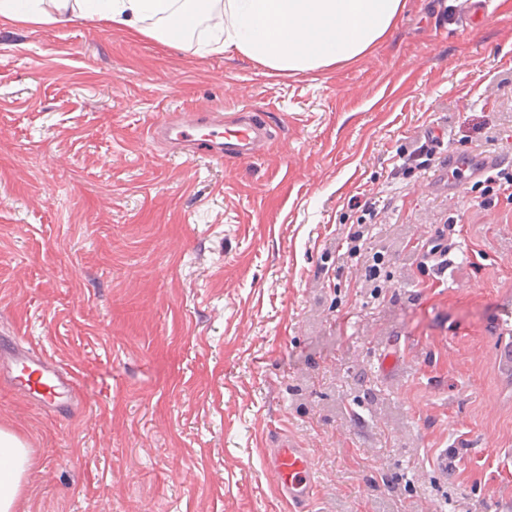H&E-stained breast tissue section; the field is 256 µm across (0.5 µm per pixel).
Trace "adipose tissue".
I'll list each match as a JSON object with an SVG mask.
<instances>
[{"label": "adipose tissue", "mask_w": 512, "mask_h": 512, "mask_svg": "<svg viewBox=\"0 0 512 512\" xmlns=\"http://www.w3.org/2000/svg\"><path fill=\"white\" fill-rule=\"evenodd\" d=\"M223 20L203 51L233 50L277 72L322 71L358 60L385 40L405 0H212ZM198 0H0V16L25 25L90 23L175 44L172 26L199 23ZM161 27H145V20ZM22 438L0 429V512H14L30 468Z\"/></svg>", "instance_id": "ef3b65f1"}]
</instances>
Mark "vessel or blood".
<instances>
[{
	"label": "vessel or blood",
	"mask_w": 512,
	"mask_h": 512,
	"mask_svg": "<svg viewBox=\"0 0 512 512\" xmlns=\"http://www.w3.org/2000/svg\"><path fill=\"white\" fill-rule=\"evenodd\" d=\"M198 124V119L179 114L155 127L153 134L174 143L190 141ZM209 137L223 141L227 156L250 158L261 150L267 129L250 115L228 123L216 119L209 125ZM447 159L449 167L467 171L472 181L492 175L503 165L502 159L494 155L469 157L451 152ZM0 382L46 411L57 412L79 404L73 372L20 342L0 343ZM264 471L277 485L290 512H308L318 496L320 478L302 441L286 431H276L265 456Z\"/></svg>",
	"instance_id": "b4317fda"
}]
</instances>
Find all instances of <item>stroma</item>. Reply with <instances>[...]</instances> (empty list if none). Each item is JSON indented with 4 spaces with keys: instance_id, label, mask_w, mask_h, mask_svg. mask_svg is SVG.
Returning <instances> with one entry per match:
<instances>
[{
    "instance_id": "1",
    "label": "stroma",
    "mask_w": 512,
    "mask_h": 512,
    "mask_svg": "<svg viewBox=\"0 0 512 512\" xmlns=\"http://www.w3.org/2000/svg\"><path fill=\"white\" fill-rule=\"evenodd\" d=\"M406 0L386 40L276 73L203 28L171 47L0 18V336L75 372L67 417L0 385L31 456L16 512H289L270 431L309 448L313 512H512V201L401 170L426 131L512 159V0ZM250 109L253 158L175 155L169 112ZM376 197L361 255L338 249ZM445 234L448 269L406 243ZM375 267L385 297L355 278ZM457 452L437 469V449Z\"/></svg>"
}]
</instances>
